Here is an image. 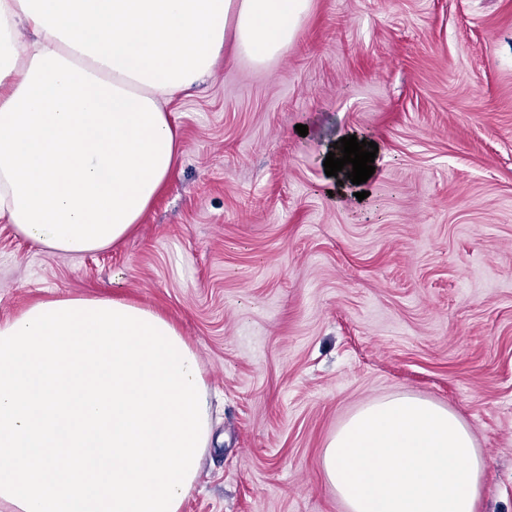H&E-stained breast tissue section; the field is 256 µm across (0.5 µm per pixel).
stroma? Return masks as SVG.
<instances>
[{
    "mask_svg": "<svg viewBox=\"0 0 512 512\" xmlns=\"http://www.w3.org/2000/svg\"><path fill=\"white\" fill-rule=\"evenodd\" d=\"M168 110L131 236L68 255L0 223V322L103 297L179 328L220 438L182 512H346L323 448L404 393L469 427L479 512H512V0H312L282 56L225 45ZM348 135L378 146L360 186L323 166Z\"/></svg>",
    "mask_w": 512,
    "mask_h": 512,
    "instance_id": "1",
    "label": "stroma"
}]
</instances>
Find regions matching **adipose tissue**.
I'll list each match as a JSON object with an SVG mask.
<instances>
[{"label": "adipose tissue", "mask_w": 512, "mask_h": 512, "mask_svg": "<svg viewBox=\"0 0 512 512\" xmlns=\"http://www.w3.org/2000/svg\"><path fill=\"white\" fill-rule=\"evenodd\" d=\"M310 6L0 0V221L63 254L123 240L177 156L168 101L225 44L279 57ZM210 433L199 356L160 313L60 297L0 323V512H182ZM321 466L347 512H477L486 461L453 411L398 394L344 421Z\"/></svg>", "instance_id": "adipose-tissue-1"}]
</instances>
